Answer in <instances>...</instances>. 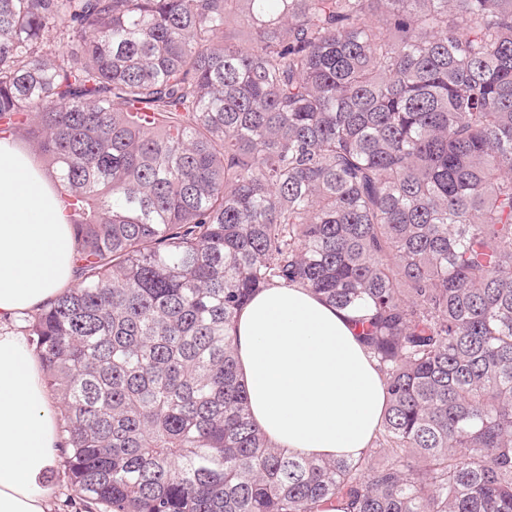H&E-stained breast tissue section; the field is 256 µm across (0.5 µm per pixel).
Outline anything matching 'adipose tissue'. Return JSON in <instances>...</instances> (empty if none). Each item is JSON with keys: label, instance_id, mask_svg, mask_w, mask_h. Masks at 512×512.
<instances>
[{"label": "adipose tissue", "instance_id": "adipose-tissue-1", "mask_svg": "<svg viewBox=\"0 0 512 512\" xmlns=\"http://www.w3.org/2000/svg\"><path fill=\"white\" fill-rule=\"evenodd\" d=\"M76 282L57 192L30 152L0 140V512H47L40 478L59 443L39 363L4 323ZM232 334L251 417L279 450L356 459L370 447L387 394L351 312L273 286L253 296Z\"/></svg>", "mask_w": 512, "mask_h": 512}]
</instances>
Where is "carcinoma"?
I'll return each instance as SVG.
<instances>
[{"mask_svg":"<svg viewBox=\"0 0 512 512\" xmlns=\"http://www.w3.org/2000/svg\"><path fill=\"white\" fill-rule=\"evenodd\" d=\"M18 136L81 278L24 318L67 502L512 512V0H0ZM295 284L384 375L356 460L251 419L229 328Z\"/></svg>","mask_w":512,"mask_h":512,"instance_id":"obj_1","label":"carcinoma"}]
</instances>
